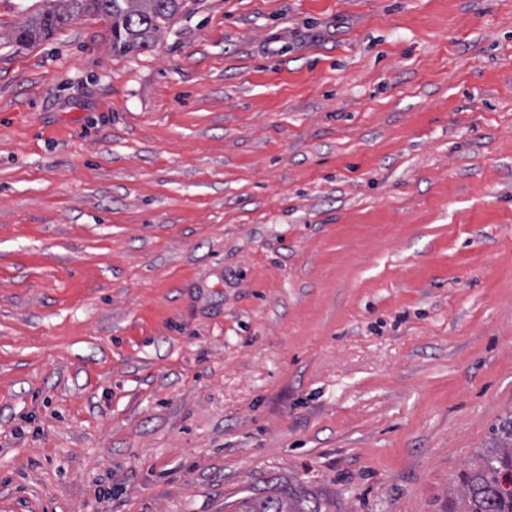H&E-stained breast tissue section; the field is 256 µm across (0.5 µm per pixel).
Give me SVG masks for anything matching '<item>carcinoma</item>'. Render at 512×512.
Wrapping results in <instances>:
<instances>
[{"mask_svg":"<svg viewBox=\"0 0 512 512\" xmlns=\"http://www.w3.org/2000/svg\"><path fill=\"white\" fill-rule=\"evenodd\" d=\"M185 8V0H38L11 34L20 47L41 42L80 17L111 22L112 51L126 55L149 48ZM455 512H512V413L494 428L489 448L475 457L455 491ZM233 512H322L323 505L298 487H270L231 504Z\"/></svg>","mask_w":512,"mask_h":512,"instance_id":"obj_1","label":"carcinoma"}]
</instances>
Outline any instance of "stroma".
<instances>
[{"mask_svg": "<svg viewBox=\"0 0 512 512\" xmlns=\"http://www.w3.org/2000/svg\"><path fill=\"white\" fill-rule=\"evenodd\" d=\"M0 0V512H453L512 413V0ZM185 0H40L11 34L20 47L41 42L80 17L111 22L112 50L121 55L149 48L185 8ZM228 507L233 512H322L323 505L303 488L288 486L267 488Z\"/></svg>", "mask_w": 512, "mask_h": 512, "instance_id": "1", "label": "stroma"}]
</instances>
